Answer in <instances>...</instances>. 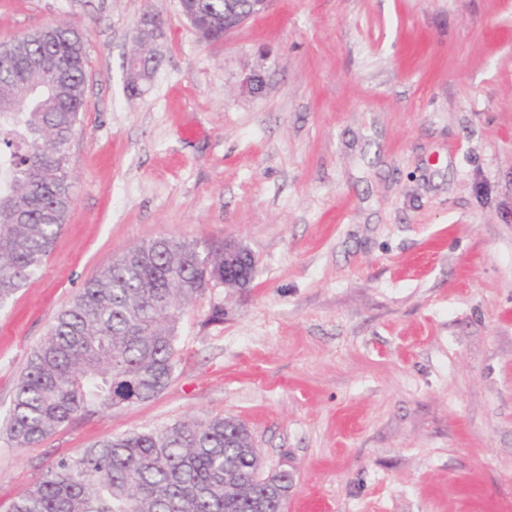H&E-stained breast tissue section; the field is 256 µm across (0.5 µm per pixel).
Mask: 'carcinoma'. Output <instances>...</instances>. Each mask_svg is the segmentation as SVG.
I'll list each match as a JSON object with an SVG mask.
<instances>
[{"label": "carcinoma", "mask_w": 512, "mask_h": 512, "mask_svg": "<svg viewBox=\"0 0 512 512\" xmlns=\"http://www.w3.org/2000/svg\"><path fill=\"white\" fill-rule=\"evenodd\" d=\"M207 37L222 40L224 0H209ZM86 34L48 26L0 44V308L39 274L72 205L67 145L86 100ZM61 61L50 87L34 65ZM224 286V242L161 238L126 251L58 314L21 373L0 428L36 444L80 417L150 400L178 362L181 306ZM248 428L233 417L109 437L62 457L9 512H277L286 471L262 475Z\"/></svg>", "instance_id": "obj_1"}]
</instances>
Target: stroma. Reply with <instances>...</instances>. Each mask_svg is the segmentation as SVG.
<instances>
[{
    "label": "stroma",
    "mask_w": 512,
    "mask_h": 512,
    "mask_svg": "<svg viewBox=\"0 0 512 512\" xmlns=\"http://www.w3.org/2000/svg\"><path fill=\"white\" fill-rule=\"evenodd\" d=\"M147 9L161 62L132 97ZM58 23L87 35L74 200L0 310V417L60 310L130 248L231 239L256 274L183 307L156 398L1 437L0 512L98 440L223 415L293 473L286 512H512V0H269L211 44L178 0H0V42ZM165 22L162 17L152 11H144L136 22L135 40L144 42L158 59L154 44L164 35ZM129 57L130 55L125 61L126 88L129 95L137 96L144 92V88L152 82L154 75L151 78L145 76L142 78L139 77L144 69L145 62L142 61V67H140V60L136 59L134 56Z\"/></svg>",
    "instance_id": "stroma-1"
}]
</instances>
